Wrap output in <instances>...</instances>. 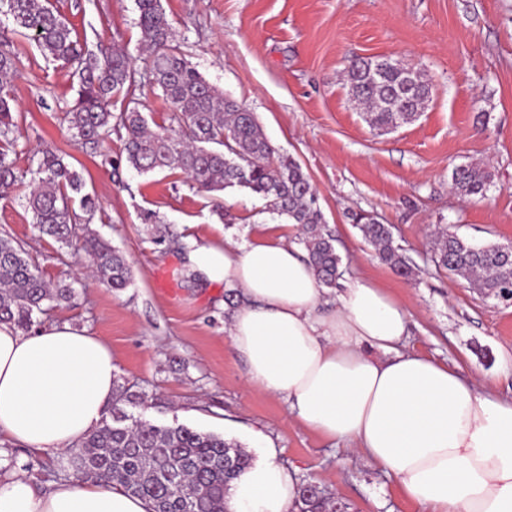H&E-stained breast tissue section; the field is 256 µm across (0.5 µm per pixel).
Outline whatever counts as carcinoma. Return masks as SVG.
<instances>
[{
    "mask_svg": "<svg viewBox=\"0 0 512 512\" xmlns=\"http://www.w3.org/2000/svg\"><path fill=\"white\" fill-rule=\"evenodd\" d=\"M136 5L141 42L148 52L142 72L122 49L86 55L49 0H0V13L12 18L14 31L30 33L46 58L78 75L76 99L65 113L76 141L96 146L112 130L123 129L120 157L141 175L179 169L198 192L248 190L265 200L270 211L301 226L318 281L335 287L342 259L300 163L278 154L254 116L209 83L179 48L170 46L172 33L161 0H136ZM17 70L18 57L0 36V197L28 183L25 205L35 228L63 248L79 246L90 259L95 280L122 290L132 281V266L123 252L89 231L98 203L82 193L80 173L48 146L35 149L25 169L10 157L17 128L11 78ZM344 82L350 100L380 133L415 121L432 94L424 69L388 57L350 64ZM142 83L161 90L172 106L169 125L158 131L149 129L136 107L112 112L119 96L131 95ZM491 183L492 174L477 164L459 166L452 174L453 190L467 198L484 197ZM353 221L382 262L402 276L412 273L389 225L368 212L355 214ZM504 250L496 244L473 245L447 230L434 239L438 266L511 304L512 254ZM76 296L73 284L44 279L22 243L0 237L1 323L28 331L37 316L72 303ZM121 402L155 406L147 403L144 393L115 384L111 422H103L69 448L59 471L118 486L148 500L152 512H225L230 484L251 465V456L218 434L136 418L119 407ZM297 507L299 512H347L346 504L333 502L324 489L304 481L298 487Z\"/></svg>",
    "mask_w": 512,
    "mask_h": 512,
    "instance_id": "cac0c4a2",
    "label": "carcinoma"
}]
</instances>
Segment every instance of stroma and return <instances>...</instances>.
I'll list each match as a JSON object with an SVG mask.
<instances>
[{
  "instance_id": "1",
  "label": "stroma",
  "mask_w": 512,
  "mask_h": 512,
  "mask_svg": "<svg viewBox=\"0 0 512 512\" xmlns=\"http://www.w3.org/2000/svg\"><path fill=\"white\" fill-rule=\"evenodd\" d=\"M86 51L125 47L144 68L135 0H50ZM180 46L199 72L250 112L317 189L345 275L369 279L410 314L404 348L512 397V305L435 266L433 232L446 227L477 245L512 244V0H161ZM18 164L35 148L62 153L100 210L91 228L129 259L133 281L112 292L88 276L89 259L39 235L27 186L0 199V236L24 241L44 277L79 278L73 304L51 310L102 338L122 380L153 396L142 419L178 422L237 442L253 461L274 449L297 480L327 489L349 512H420L397 479L364 455L307 428L285 399L249 386L228 335L223 284L184 282L195 244L252 241L275 232L298 243L286 219L244 190H191L181 171L112 170L122 130L99 146L76 142L64 119L76 97L71 69L12 34ZM391 56L423 68L433 97L421 117L373 132L340 74L351 61ZM491 171L485 198L451 189L456 166ZM222 202L223 215L213 211ZM156 212L159 223H142ZM365 211L390 226L412 268L382 263L353 224Z\"/></svg>"
}]
</instances>
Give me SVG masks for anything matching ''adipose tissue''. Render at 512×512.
<instances>
[{
    "label": "adipose tissue",
    "mask_w": 512,
    "mask_h": 512,
    "mask_svg": "<svg viewBox=\"0 0 512 512\" xmlns=\"http://www.w3.org/2000/svg\"><path fill=\"white\" fill-rule=\"evenodd\" d=\"M209 281L238 289L233 350L247 380L284 398L327 438L353 445L399 482L422 512H512V399L402 344L410 315L385 288L345 282L335 307L312 264L284 238L203 243L189 255ZM117 370L86 329L51 322L24 332L0 323V434L38 453L62 452L97 429ZM297 482L275 451L245 469L228 512H295ZM0 512H151L103 482L34 490L0 476Z\"/></svg>",
    "instance_id": "1"
}]
</instances>
